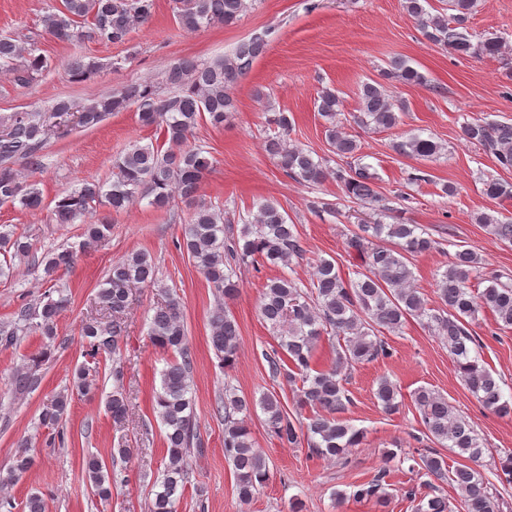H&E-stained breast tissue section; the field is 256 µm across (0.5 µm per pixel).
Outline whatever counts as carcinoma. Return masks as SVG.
<instances>
[{
  "label": "carcinoma",
  "mask_w": 512,
  "mask_h": 512,
  "mask_svg": "<svg viewBox=\"0 0 512 512\" xmlns=\"http://www.w3.org/2000/svg\"><path fill=\"white\" fill-rule=\"evenodd\" d=\"M429 0H404V8L420 22L422 35L453 54L468 57H499L509 46L499 37L472 42L468 22L477 6L476 0H448L451 13L426 9ZM179 30L195 32L214 25L232 26L250 8L249 0H175ZM153 0H61L41 17L43 31L58 41L80 47L96 40L112 44L124 43L133 28L150 22ZM266 43L255 35L243 40L224 58L200 63L186 58L164 71L162 83L135 81L83 106L67 100L58 101L48 112L18 110L0 114V204L19 205L26 211L44 207L38 184L27 182L19 166L33 171L44 168V150L52 138L69 135L73 127L91 128L113 112L133 108L144 126H155L163 132V144L137 140L113 160V180L108 186L84 181L81 186L55 197L50 221L54 224L86 225L85 238L76 246L57 248L42 259L45 277L51 286L40 300L15 313L13 319L0 322V344L11 346L19 337L37 332L51 346L57 336V318L69 303L66 286L55 281V274L73 267L79 254L98 246L112 230L107 217L97 216L100 209L120 212L136 199H149L156 208H168L179 198L192 208L184 220V230L177 245L192 260L211 288L226 299L238 291L234 280L237 270L250 261H261L273 267H290L303 257L305 250L297 226L288 223V213L275 202L258 207L253 221L238 217L243 228L235 234L232 219L224 211L198 199L203 180L215 167L216 160L208 149L189 143L201 120L211 125H224L236 111L232 90L251 70L263 53ZM51 67L40 52L37 39L16 40L0 36V72L10 76L13 84L28 86ZM75 80H86L100 71V65L75 53L68 62ZM387 80L404 84H421L423 75L403 59L390 63L383 72ZM402 106L387 94L379 81L364 83L358 92L357 111L352 122L360 128L391 129L399 122ZM317 112L325 121V138L331 153L346 160V165L333 168L313 151L288 141L292 120L286 112L269 119L273 134L266 137L265 150L277 167L288 177L310 186L329 179L340 184L345 196L371 210L357 224L345 242V252L355 277H344L335 260L320 259L314 266L310 291H304L295 279L280 276L270 280L263 292L261 315L279 331L280 351L269 358L274 375H284L297 386L298 407L312 411L306 420L291 419L273 394H265L258 405L266 415L268 430L286 445H296L300 436L307 437L312 453L339 458L346 449L360 444L364 432L348 424L341 414L351 404L346 389L348 374L355 365L389 356L381 334L398 333L411 318L427 319L433 333L442 337L462 382L481 406L490 412L510 411L503 400L499 380L473 355L476 337L471 326L483 308L491 309L501 326L512 328V283L501 281V275L482 277V259L469 248H458L446 269L436 280V293L445 313H429L426 302L412 284L410 260L438 248L439 242L415 224L398 217V210L386 203L377 190L376 173L361 163V143L343 131V100L334 88H324L317 99ZM461 138L481 146L493 155L498 165L512 169V123L467 121L460 127ZM395 151L413 159H429L439 154L442 146L431 137L411 134L394 144ZM482 193L491 200L512 199V183L491 178L483 181ZM392 222L386 223L384 219ZM478 224L500 242L512 245V219L480 212L474 216ZM33 251L29 237L16 232L11 224H0V280L13 273V260L26 258ZM483 279L487 285L479 294L471 290V282ZM156 287V266L143 252L131 253L114 262L98 289L96 298L105 320L91 318L80 326L89 355H115L120 351L125 326L122 316L130 305L131 287ZM164 302L151 318L149 337L164 351L176 354L161 371V387L154 396V411L165 427L164 441L167 463L148 512H175L176 495L190 478V457L198 443L197 425L192 413V354L187 347V333L179 300L163 288ZM336 338V358L326 369L313 365L314 350L322 336ZM211 346L228 367L236 360L239 331L227 309L216 310L210 319ZM47 353L42 352L24 362L12 379L14 389L30 393L40 388ZM116 386L106 408L113 422L121 423L128 412V398L121 384L120 367H112ZM399 386L387 377L377 382L374 397L388 413L399 408ZM72 393L59 392L45 405L40 425L52 431L58 444L64 443L61 426ZM420 413L425 436L441 445L458 450L464 462L449 469L446 460L432 452L419 454L415 462L429 477L427 492L419 495L416 512H449L448 499L436 494L439 484H450L461 502L463 512H499L498 498L489 482L473 464L485 452L484 443L471 424L448 399L438 392L420 387L413 394ZM253 403L224 389V458L232 466L239 498L253 497L268 479L263 455L254 448L247 418ZM32 465L28 442L18 445L6 475L7 484ZM82 473L93 496L107 501L117 473L108 469L97 456L81 460ZM386 471L353 491L356 497L374 498L381 506L388 499L385 491Z\"/></svg>",
  "instance_id": "1"
}]
</instances>
